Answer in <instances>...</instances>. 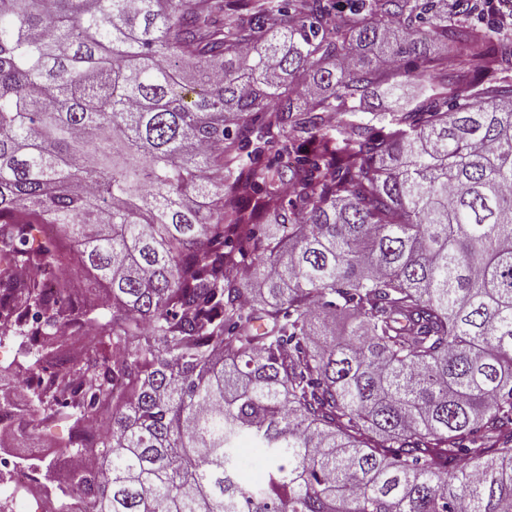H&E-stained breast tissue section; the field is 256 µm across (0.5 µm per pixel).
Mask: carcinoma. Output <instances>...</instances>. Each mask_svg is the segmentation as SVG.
Listing matches in <instances>:
<instances>
[{
	"label": "carcinoma",
	"mask_w": 512,
	"mask_h": 512,
	"mask_svg": "<svg viewBox=\"0 0 512 512\" xmlns=\"http://www.w3.org/2000/svg\"><path fill=\"white\" fill-rule=\"evenodd\" d=\"M333 8L0 0V338L86 512H512V30ZM70 281L71 288H73L71 300L77 309L89 310L90 307H102L100 297H92L90 293L86 290L87 285L83 277L78 275H72Z\"/></svg>",
	"instance_id": "carcinoma-1"
}]
</instances>
